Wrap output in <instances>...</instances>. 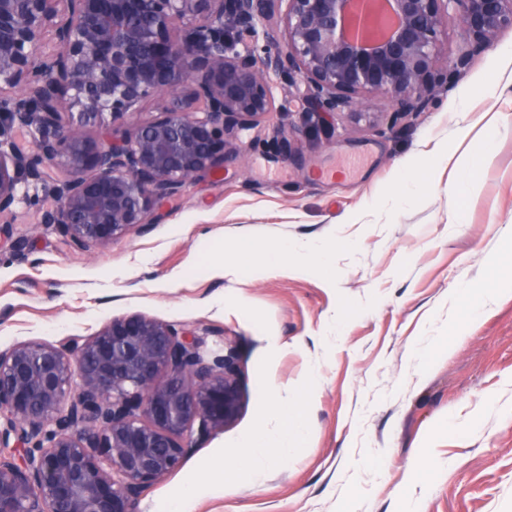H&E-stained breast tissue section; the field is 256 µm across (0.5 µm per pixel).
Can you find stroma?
<instances>
[{
    "label": "stroma",
    "mask_w": 512,
    "mask_h": 512,
    "mask_svg": "<svg viewBox=\"0 0 512 512\" xmlns=\"http://www.w3.org/2000/svg\"><path fill=\"white\" fill-rule=\"evenodd\" d=\"M454 70L465 43L448 29L442 79L426 111L378 123L340 116L330 136L273 128L299 122L304 103L271 77L277 111L241 132L220 175L204 174L151 223L106 248L68 245L39 224L49 200L31 191L14 211V255L0 256V350L93 335L113 317L144 315L210 338L240 359L236 418L198 442L154 484L138 512L237 471L190 512H512V43ZM473 128L459 136V101ZM498 117L478 188L457 223L448 194L478 131ZM415 191L396 211L401 171ZM313 242L304 271L248 279L201 273L214 250ZM298 401L304 437L287 461L253 480L243 438L268 426L277 396Z\"/></svg>",
    "instance_id": "stroma-1"
}]
</instances>
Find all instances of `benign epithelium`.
Segmentation results:
<instances>
[{"label":"benign epithelium","instance_id":"7a95c632","mask_svg":"<svg viewBox=\"0 0 512 512\" xmlns=\"http://www.w3.org/2000/svg\"><path fill=\"white\" fill-rule=\"evenodd\" d=\"M452 24L465 68L512 31V0H0V216L39 186L54 200L39 223L104 248L277 112L272 74L315 128L371 119L370 95L396 120L425 111ZM150 97L153 120L87 138ZM239 371L231 345L142 315L0 351V512H137L234 419Z\"/></svg>","mask_w":512,"mask_h":512}]
</instances>
